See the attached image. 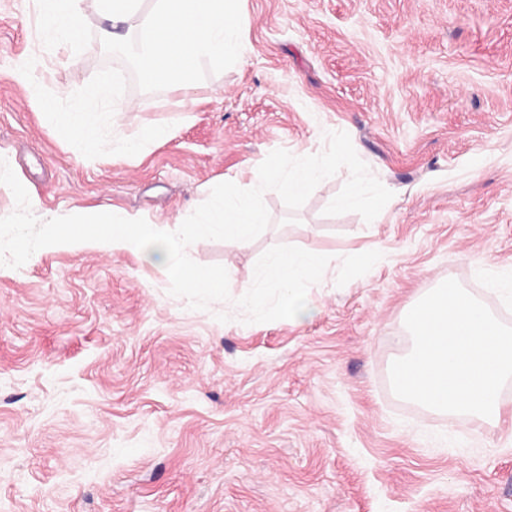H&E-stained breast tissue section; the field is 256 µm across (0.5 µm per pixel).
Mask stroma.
<instances>
[{"instance_id":"35a3bbf8","label":"stroma","mask_w":512,"mask_h":512,"mask_svg":"<svg viewBox=\"0 0 512 512\" xmlns=\"http://www.w3.org/2000/svg\"><path fill=\"white\" fill-rule=\"evenodd\" d=\"M242 60L144 82L86 0L34 72L60 112L128 106L166 126L136 161L84 154L9 73L47 37L36 0H0V152L37 218L104 208L184 221L211 189L255 187L273 150L344 131L393 197L372 221L323 210L348 170L249 247L201 240L232 296L190 309L144 254L88 244L0 269V512H512V391L498 424L398 398L402 315L454 278L512 325V0H239ZM114 92L87 101L88 87ZM330 256L311 316L246 324L260 255Z\"/></svg>"}]
</instances>
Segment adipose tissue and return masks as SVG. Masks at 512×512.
Masks as SVG:
<instances>
[{
  "label": "adipose tissue",
  "instance_id": "ef3b65f1",
  "mask_svg": "<svg viewBox=\"0 0 512 512\" xmlns=\"http://www.w3.org/2000/svg\"><path fill=\"white\" fill-rule=\"evenodd\" d=\"M85 0H39L42 16L60 40L73 38L84 20ZM235 0H155L149 14L141 16L139 35L133 43L143 78L151 84H178L190 67L209 59L224 61L243 56L242 18ZM62 122L73 142L89 155L105 150L134 159L156 142L168 139L171 131L160 126L124 135L122 112L114 110L112 127L116 134L106 140L99 136L97 121L90 112H69Z\"/></svg>",
  "mask_w": 512,
  "mask_h": 512
}]
</instances>
